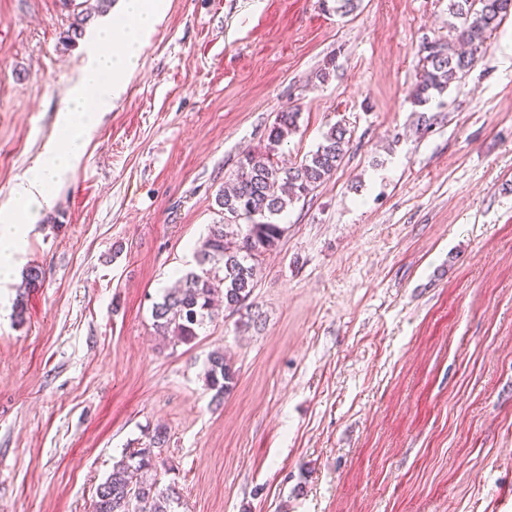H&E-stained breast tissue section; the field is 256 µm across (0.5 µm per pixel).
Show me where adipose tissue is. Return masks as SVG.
<instances>
[{
	"label": "adipose tissue",
	"instance_id": "adipose-tissue-1",
	"mask_svg": "<svg viewBox=\"0 0 512 512\" xmlns=\"http://www.w3.org/2000/svg\"><path fill=\"white\" fill-rule=\"evenodd\" d=\"M111 24L102 26L79 77L58 111L56 132L36 163L11 190L13 209L0 207V276L18 265L21 244L39 215L54 205L53 189L75 170L100 113L111 111L140 65L145 37L162 16L166 0H120Z\"/></svg>",
	"mask_w": 512,
	"mask_h": 512
}]
</instances>
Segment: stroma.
Returning <instances> with one entry per match:
<instances>
[{"mask_svg":"<svg viewBox=\"0 0 512 512\" xmlns=\"http://www.w3.org/2000/svg\"><path fill=\"white\" fill-rule=\"evenodd\" d=\"M449 0H167L140 66L0 280V512H89L124 449L168 432L176 512H512V16L414 104ZM88 30L68 33L76 11ZM99 0H0V205L55 132ZM278 159L348 152L282 216L252 299L190 345L151 309L277 112ZM231 353L223 403L203 380ZM45 280V273L40 266H30L23 274V292L16 301V321L21 324L24 321L25 298L31 293L42 288ZM238 372L231 355L225 349L217 347L207 355L203 380L207 389L215 391L213 399L220 402L229 395L237 384Z\"/></svg>","mask_w":512,"mask_h":512,"instance_id":"obj_1","label":"stroma"}]
</instances>
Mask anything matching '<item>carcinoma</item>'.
<instances>
[{"instance_id": "carcinoma-1", "label": "carcinoma", "mask_w": 512, "mask_h": 512, "mask_svg": "<svg viewBox=\"0 0 512 512\" xmlns=\"http://www.w3.org/2000/svg\"><path fill=\"white\" fill-rule=\"evenodd\" d=\"M449 13L460 21L451 24L445 43L425 47L427 55L414 89V101L424 106L444 93L451 80L470 69L480 47L512 14V0H450ZM300 113H277L264 150L239 162L232 185L216 196L222 220L208 227L195 250L196 267L187 270L174 288H167L151 314L156 333L173 344L194 342L199 331L214 321V298L220 294L224 310L234 314L249 308L248 300L262 271L261 257L280 247L287 227L278 217L294 201L312 194L330 178L349 145L347 130L330 129L323 142L300 163L284 166L275 160L277 148L299 128ZM45 273L39 266L23 274V292L16 301V321L23 323L25 298L42 288ZM231 355L217 347L207 355L203 380L217 402L237 384ZM167 431L154 429L140 448H130L112 464V472L96 489L90 512H173L179 500L174 487H160Z\"/></svg>"}]
</instances>
